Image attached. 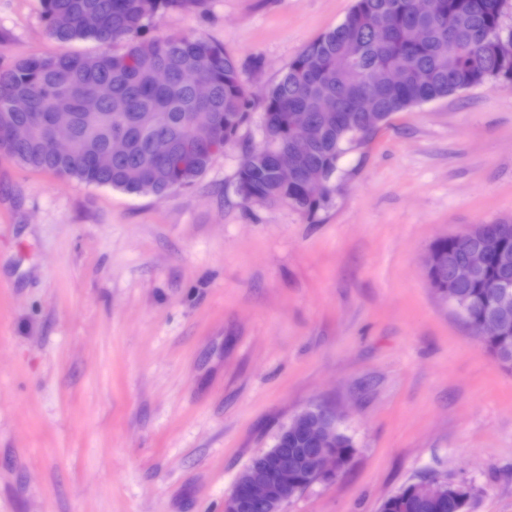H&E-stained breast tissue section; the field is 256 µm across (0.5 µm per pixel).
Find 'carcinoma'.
<instances>
[{
    "instance_id": "carcinoma-1",
    "label": "carcinoma",
    "mask_w": 512,
    "mask_h": 512,
    "mask_svg": "<svg viewBox=\"0 0 512 512\" xmlns=\"http://www.w3.org/2000/svg\"><path fill=\"white\" fill-rule=\"evenodd\" d=\"M204 0H43L44 20L61 50L29 57L0 69V152L32 170L130 193L165 197L192 185L208 168L212 146L232 141L248 118L249 99L237 61L218 45L184 35L150 37L153 19L167 10H194ZM98 24L89 27L84 17ZM502 0H435L434 10L419 15L412 0H354L345 19L310 42L288 65L264 100V134L257 163L238 171L237 183L249 187V202H285L313 217L330 200L347 145L353 142L367 100L388 120L397 112L478 87L494 78L512 82V57L495 52L503 33ZM93 40L105 50L76 55L66 46ZM461 54L448 57V41ZM122 43L121 53L106 47ZM350 58L342 67L340 60ZM409 67L400 89L388 85V70ZM169 73L165 84L154 71ZM196 70L211 83L207 101L196 99L181 73ZM301 114L317 129L302 160L301 178L288 186L276 177L273 153L292 145L291 116ZM23 125L24 140L4 137ZM66 129L74 152L65 158L47 155L44 139ZM186 138L199 150L188 159L178 152ZM489 247L492 264L471 282L448 287V267L471 247ZM437 263L430 284L446 301L470 299L469 311L483 313L498 282H512V233L494 241L472 236L448 237L432 245ZM494 361L512 370V335L486 342ZM340 465L350 461L354 446L341 429ZM306 436L288 440L298 478L308 475ZM472 489L463 484L444 512H467ZM381 512H437L433 500L420 497L415 485L389 496Z\"/></svg>"
}]
</instances>
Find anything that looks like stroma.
<instances>
[{"mask_svg":"<svg viewBox=\"0 0 512 512\" xmlns=\"http://www.w3.org/2000/svg\"><path fill=\"white\" fill-rule=\"evenodd\" d=\"M353 0H205L152 36L220 45L253 103L189 188L159 198L0 156V512H222L307 407L355 442L286 512H380L464 482L512 512V370L430 287L439 238L512 217V84L395 113L344 155L315 218L248 203L263 98ZM42 0H0V68L56 54ZM382 512H439L432 499L420 497L414 484L400 488L382 504Z\"/></svg>","mask_w":512,"mask_h":512,"instance_id":"1","label":"stroma"}]
</instances>
